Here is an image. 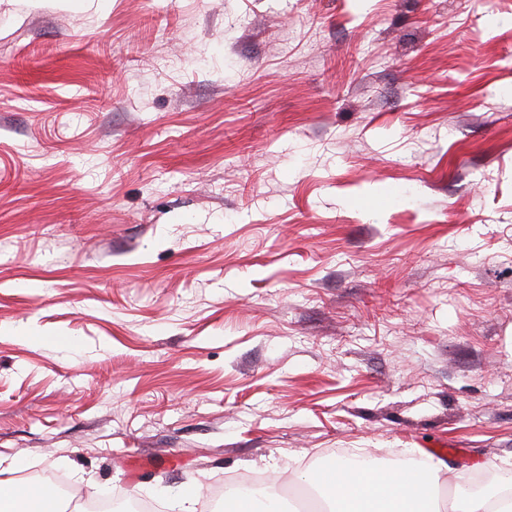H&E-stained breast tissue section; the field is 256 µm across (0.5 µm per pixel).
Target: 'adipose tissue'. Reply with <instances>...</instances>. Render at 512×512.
<instances>
[{
  "label": "adipose tissue",
  "mask_w": 512,
  "mask_h": 512,
  "mask_svg": "<svg viewBox=\"0 0 512 512\" xmlns=\"http://www.w3.org/2000/svg\"><path fill=\"white\" fill-rule=\"evenodd\" d=\"M442 468L434 462L416 469H358L329 479L311 472L302 479L318 489L328 512H439L434 485ZM26 504L35 512H59L50 486L22 487L0 479V512H20ZM450 512H512V471L483 494L456 498Z\"/></svg>",
  "instance_id": "adipose-tissue-1"
}]
</instances>
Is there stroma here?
I'll use <instances>...</instances> for the list:
<instances>
[{
	"mask_svg": "<svg viewBox=\"0 0 512 512\" xmlns=\"http://www.w3.org/2000/svg\"><path fill=\"white\" fill-rule=\"evenodd\" d=\"M510 15L0 0L12 480L171 512L331 451L468 449L447 502L512 470Z\"/></svg>",
	"mask_w": 512,
	"mask_h": 512,
	"instance_id": "obj_1",
	"label": "stroma"
}]
</instances>
